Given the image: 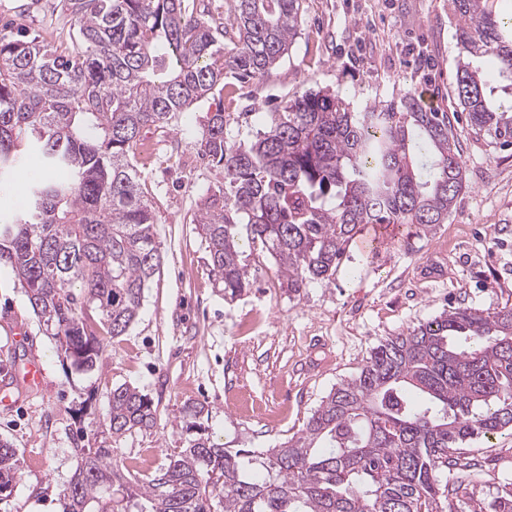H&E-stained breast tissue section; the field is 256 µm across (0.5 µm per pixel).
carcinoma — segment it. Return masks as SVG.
I'll use <instances>...</instances> for the list:
<instances>
[{"mask_svg":"<svg viewBox=\"0 0 512 512\" xmlns=\"http://www.w3.org/2000/svg\"><path fill=\"white\" fill-rule=\"evenodd\" d=\"M301 2L232 0L218 30L200 0H74L65 44L0 26V184L32 152L49 172L0 223V266L72 371L102 367L103 338L136 321L160 271L155 215L131 161L141 133L167 134L224 90L228 70L264 76L292 46ZM448 2L458 107L474 135L511 143L512 0ZM488 58L496 86L483 78ZM199 149L221 181L193 223L232 296L251 284L242 240L297 294L335 279L360 225L429 232L464 188L448 113L414 92L361 112L338 91L304 92L250 144L227 136L218 110ZM109 405L112 438L155 424L135 387L112 388ZM503 431L512 432V306H459L382 341L300 434L265 451L267 475L254 472L255 451L201 434L149 475L112 462L103 441L77 449L63 512H443L441 500L475 477L463 445ZM17 463L0 440V493Z\"/></svg>","mask_w":512,"mask_h":512,"instance_id":"cac0c4a2","label":"carcinoma"}]
</instances>
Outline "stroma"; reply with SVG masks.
Instances as JSON below:
<instances>
[{"instance_id":"1","label":"stroma","mask_w":512,"mask_h":512,"mask_svg":"<svg viewBox=\"0 0 512 512\" xmlns=\"http://www.w3.org/2000/svg\"><path fill=\"white\" fill-rule=\"evenodd\" d=\"M0 23L46 36L76 23L69 0H0ZM448 0H302L299 34L263 77L224 76V89L155 137V159L140 167L156 219L161 269L137 320L108 339L94 374L66 373L55 340L42 330L12 270L0 267V440L19 459L0 512H62L77 451L97 447L112 387L129 384L152 401L153 428L113 439V457L141 472L164 464L195 438L186 407L198 406L206 436L227 448L263 451L291 437L332 388L355 377L386 338L452 306L495 312L512 305V146L477 137L456 109L459 47ZM341 91L354 109L433 92L455 114L465 187L445 223L365 224L334 281L300 294L281 285L272 260L253 263V283L227 298L210 271L192 218L219 176L199 151L207 113L250 141L271 112L306 90ZM45 372L41 388L16 383L28 353ZM482 466L451 512H472L512 481V433L464 446Z\"/></svg>"}]
</instances>
